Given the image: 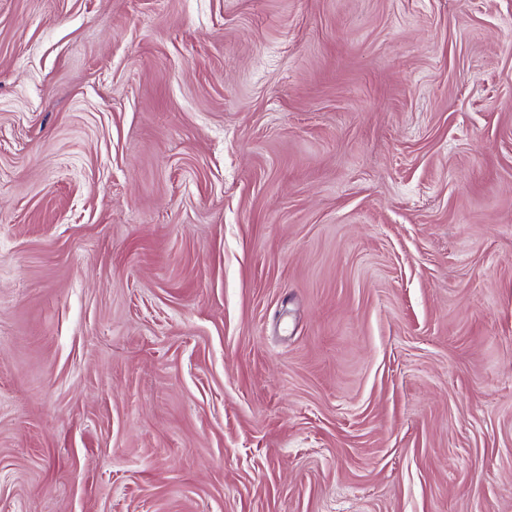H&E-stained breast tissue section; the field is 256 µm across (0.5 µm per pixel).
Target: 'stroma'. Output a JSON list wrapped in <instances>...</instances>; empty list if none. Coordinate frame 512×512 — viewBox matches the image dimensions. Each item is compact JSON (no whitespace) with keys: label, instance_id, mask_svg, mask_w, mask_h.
I'll list each match as a JSON object with an SVG mask.
<instances>
[{"label":"stroma","instance_id":"obj_1","mask_svg":"<svg viewBox=\"0 0 512 512\" xmlns=\"http://www.w3.org/2000/svg\"><path fill=\"white\" fill-rule=\"evenodd\" d=\"M0 512H512V0H0Z\"/></svg>","mask_w":512,"mask_h":512}]
</instances>
